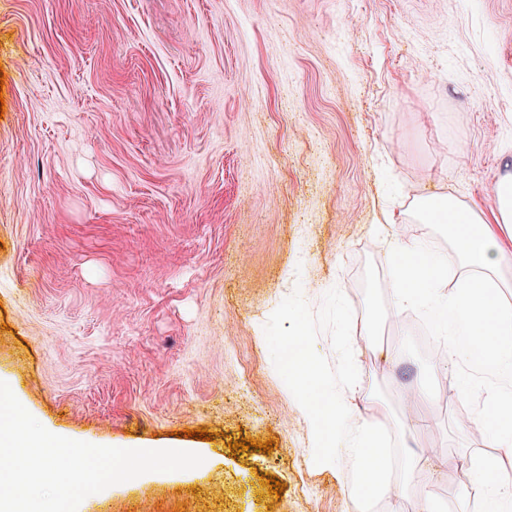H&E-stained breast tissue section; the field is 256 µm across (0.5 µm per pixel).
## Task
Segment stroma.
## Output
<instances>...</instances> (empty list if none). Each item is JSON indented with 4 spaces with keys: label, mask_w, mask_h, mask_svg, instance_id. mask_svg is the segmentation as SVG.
<instances>
[{
    "label": "stroma",
    "mask_w": 512,
    "mask_h": 512,
    "mask_svg": "<svg viewBox=\"0 0 512 512\" xmlns=\"http://www.w3.org/2000/svg\"><path fill=\"white\" fill-rule=\"evenodd\" d=\"M0 101V381L53 434L204 458L78 512H416L315 462L273 358L302 322L343 383L340 310L352 413L393 471L408 438L437 445L438 512H488L459 460L512 477V454L475 416L484 384L421 349L422 313L393 319L376 223L457 271L413 202L486 207L512 169V0H0Z\"/></svg>",
    "instance_id": "1"
}]
</instances>
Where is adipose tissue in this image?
Instances as JSON below:
<instances>
[{
  "label": "adipose tissue",
  "instance_id": "ef3b65f1",
  "mask_svg": "<svg viewBox=\"0 0 512 512\" xmlns=\"http://www.w3.org/2000/svg\"><path fill=\"white\" fill-rule=\"evenodd\" d=\"M420 223L441 224L460 260L455 293H448V264L417 238L399 235L394 214L378 224L387 249L394 315L418 306L447 340L444 365L458 369L464 384L482 376L489 384L478 410L493 428L494 445L512 451V306L493 291V277L512 249V172L499 177L494 206L485 211L456 199H426L415 206ZM288 373L300 383L301 412L312 425L315 459L322 467L340 470L352 459L359 479L349 488L356 502L378 495L405 497L424 493L440 457L404 448L405 472L394 477L386 442L375 430L353 422L345 393L330 392L319 361L300 350L288 360ZM475 486L492 503V512H512V482L495 478V464L485 458H464Z\"/></svg>",
  "mask_w": 512,
  "mask_h": 512
}]
</instances>
